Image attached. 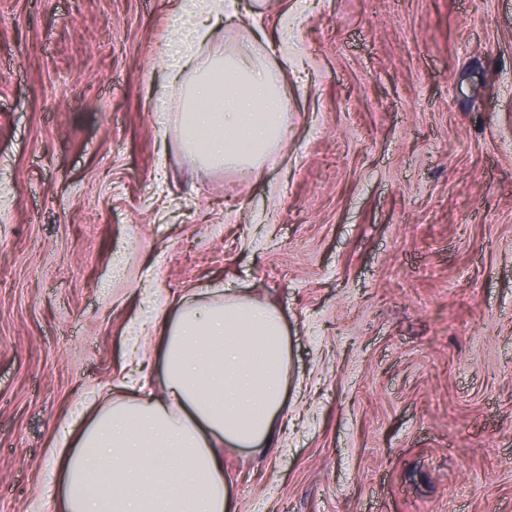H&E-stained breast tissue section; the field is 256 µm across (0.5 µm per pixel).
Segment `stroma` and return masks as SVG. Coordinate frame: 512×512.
Here are the masks:
<instances>
[{
    "label": "stroma",
    "mask_w": 512,
    "mask_h": 512,
    "mask_svg": "<svg viewBox=\"0 0 512 512\" xmlns=\"http://www.w3.org/2000/svg\"><path fill=\"white\" fill-rule=\"evenodd\" d=\"M309 4L244 181L153 124L174 0H0V512L111 402L150 279L288 324V441L225 449L237 512H512V0Z\"/></svg>",
    "instance_id": "1"
}]
</instances>
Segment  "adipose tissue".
I'll list each match as a JSON object with an SVG mask.
<instances>
[{"mask_svg": "<svg viewBox=\"0 0 512 512\" xmlns=\"http://www.w3.org/2000/svg\"><path fill=\"white\" fill-rule=\"evenodd\" d=\"M239 0H178L154 98L160 136L175 133L199 174L250 179L288 136L287 38L229 49L218 30ZM127 339L136 370L124 398L59 423L47 512H236L224 448L261 452L288 427V336L280 310L218 286L189 300L143 288Z\"/></svg>", "mask_w": 512, "mask_h": 512, "instance_id": "ef3b65f1", "label": "adipose tissue"}]
</instances>
